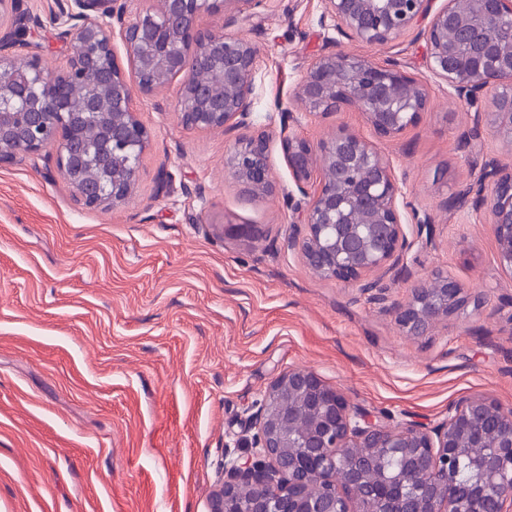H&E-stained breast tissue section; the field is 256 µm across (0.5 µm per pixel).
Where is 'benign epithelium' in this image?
I'll return each instance as SVG.
<instances>
[{
    "label": "benign epithelium",
    "mask_w": 512,
    "mask_h": 512,
    "mask_svg": "<svg viewBox=\"0 0 512 512\" xmlns=\"http://www.w3.org/2000/svg\"><path fill=\"white\" fill-rule=\"evenodd\" d=\"M321 0L322 15L346 39L368 46L396 41L424 25L427 68L471 111L465 141L492 128L512 142V0ZM130 0H68L59 16L68 25L65 64L54 74L41 65L40 46L28 40L29 17L17 0H0V104L23 115L18 126L0 114V164L17 155L56 152V164L90 208L124 203L137 183L149 132L131 104L135 93L153 95L183 77L178 111L184 126L197 130L245 129L227 160L234 179L249 196L270 194V136L252 123L256 47L222 31L203 28V14L224 8V26L247 15L256 0H162L158 9L128 14ZM120 24L127 66L112 47ZM24 52L29 78H10L14 53ZM134 80H129L125 70ZM198 73H214L217 81ZM84 90L82 113L99 116V102L112 94V121L95 122L97 141L123 159L112 174L85 158L87 138L72 123L50 116L70 111L66 89ZM296 96L313 115L354 105L373 131L396 138L416 124L428 106L427 82L384 62L331 50L315 58L301 77ZM282 150L303 203L300 223L285 239L322 280L348 284L385 300L369 278L389 274L411 246L402 220L403 192L376 148L342 129L312 142L282 134ZM491 191H486V185ZM461 204H487L500 264L512 270V168L494 161L481 178L459 190ZM256 224H226L224 237L257 239ZM468 294L445 271L409 290L392 305L396 322L410 335H424L468 303ZM254 431L225 445L224 480L213 491L211 512H512V408L478 395L458 402L433 427L391 426L353 405L315 371L292 368L267 387L246 418ZM488 448L486 462L470 454ZM400 457L402 470L389 474L384 459ZM474 472L460 483L461 462Z\"/></svg>",
    "instance_id": "obj_1"
}]
</instances>
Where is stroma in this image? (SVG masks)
<instances>
[{"label":"stroma","instance_id":"obj_1","mask_svg":"<svg viewBox=\"0 0 512 512\" xmlns=\"http://www.w3.org/2000/svg\"><path fill=\"white\" fill-rule=\"evenodd\" d=\"M55 2L19 0L51 73L64 60ZM231 32L257 48L274 194L247 196L230 175L239 132L181 123L178 78L133 99L150 143L125 204L84 206L51 153L0 166V512H210L225 443L291 368L394 424L436 425L475 395L512 408V270L488 207L453 202L485 160L512 165V144L489 128L464 143L470 114L430 78L417 33L360 45L323 21L320 0H258ZM332 46L427 81L417 123L387 140L350 106L309 115L296 87ZM341 127L390 164L405 219L433 220L404 255L408 279L381 278L382 304L283 248L300 195L280 132L316 142ZM226 224L263 234L227 238ZM438 270L480 303L408 335L390 305Z\"/></svg>","mask_w":512,"mask_h":512}]
</instances>
